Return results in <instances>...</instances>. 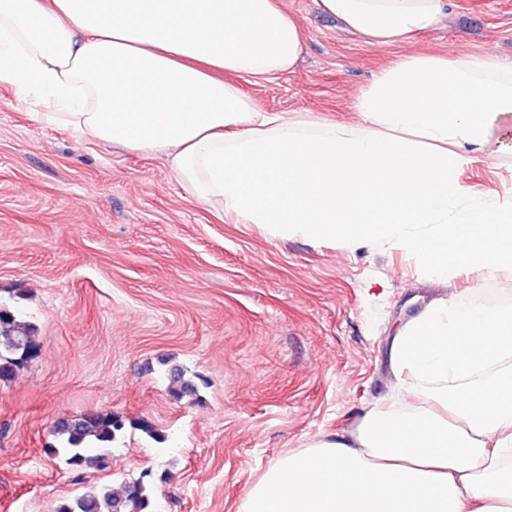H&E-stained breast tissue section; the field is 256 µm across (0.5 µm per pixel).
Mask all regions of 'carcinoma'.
<instances>
[{"label":"carcinoma","mask_w":512,"mask_h":512,"mask_svg":"<svg viewBox=\"0 0 512 512\" xmlns=\"http://www.w3.org/2000/svg\"><path fill=\"white\" fill-rule=\"evenodd\" d=\"M37 349L36 328L0 304V381H9L17 369L32 359L30 351ZM168 376L176 400L197 399L198 385L185 377L184 370L172 366ZM124 426V421L110 412L90 410L63 418L55 425L57 443L44 448V452L49 457H64L65 463L76 469L103 471L110 467L109 448ZM147 477L145 472L117 489L100 485L65 497L57 502L53 512H147L152 494Z\"/></svg>","instance_id":"carcinoma-1"}]
</instances>
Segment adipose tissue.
I'll return each instance as SVG.
<instances>
[{
  "label": "adipose tissue",
  "mask_w": 512,
  "mask_h": 512,
  "mask_svg": "<svg viewBox=\"0 0 512 512\" xmlns=\"http://www.w3.org/2000/svg\"><path fill=\"white\" fill-rule=\"evenodd\" d=\"M367 43L435 27L448 0H318ZM300 28L277 0H0V82L42 123L140 152L238 223L273 236L385 242L441 272L512 268V204L460 179L512 70L411 54L356 100L348 133L269 112L234 78L293 71ZM399 412L285 453L236 512H512V306L432 304L402 324Z\"/></svg>",
  "instance_id": "adipose-tissue-1"
}]
</instances>
